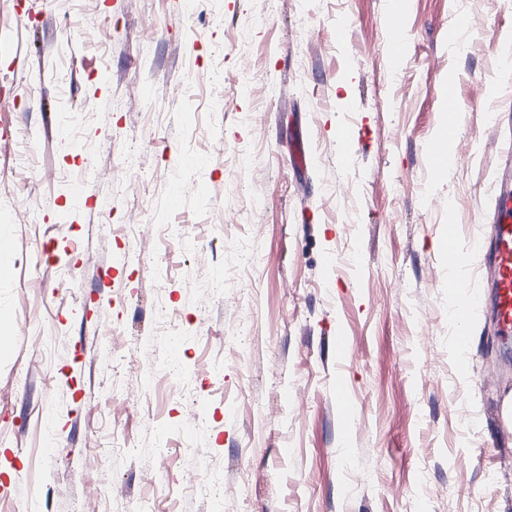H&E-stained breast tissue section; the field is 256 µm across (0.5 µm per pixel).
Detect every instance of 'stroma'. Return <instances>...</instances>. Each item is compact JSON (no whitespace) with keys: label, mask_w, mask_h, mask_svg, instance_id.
<instances>
[{"label":"stroma","mask_w":512,"mask_h":512,"mask_svg":"<svg viewBox=\"0 0 512 512\" xmlns=\"http://www.w3.org/2000/svg\"><path fill=\"white\" fill-rule=\"evenodd\" d=\"M184 2L0 0V500L512 512V351L487 312L459 360L443 249L491 231L512 0H405L396 66L388 0ZM455 135V123L448 116V125L439 130L434 138L427 145V153L438 166L439 163L446 162L448 158V141Z\"/></svg>","instance_id":"35a3bbf8"}]
</instances>
